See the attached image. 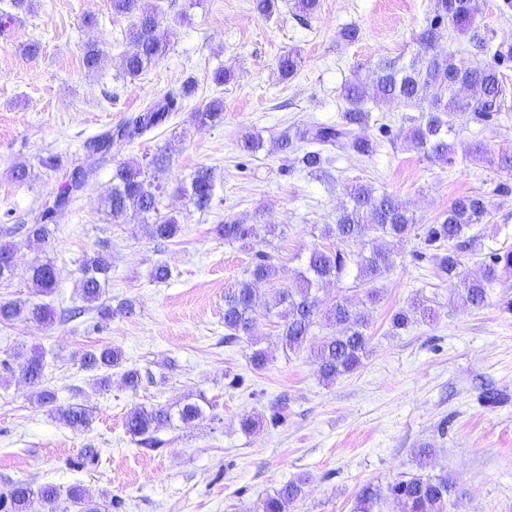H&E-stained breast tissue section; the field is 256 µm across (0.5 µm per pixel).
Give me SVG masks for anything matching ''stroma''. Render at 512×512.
<instances>
[{
  "label": "stroma",
  "mask_w": 512,
  "mask_h": 512,
  "mask_svg": "<svg viewBox=\"0 0 512 512\" xmlns=\"http://www.w3.org/2000/svg\"><path fill=\"white\" fill-rule=\"evenodd\" d=\"M142 3L175 25L177 36L167 55L134 79L122 74L131 20L113 13L110 0H33L10 33L0 35V243L16 246L0 301L32 299L29 268L48 260L59 284L44 303L78 306L81 260L104 251L112 256L106 301L135 304L133 314L106 320L90 310L51 326L0 324V492L16 481L63 489L78 483L92 497L110 495L112 512H252L260 499L302 476L304 493L292 512H353L363 485L384 486L417 471V453L428 448L423 468L447 474L459 494L448 512H512V311L504 306L512 299V273L503 274L485 306L466 307L436 276L430 257L415 259L419 241L391 244L392 268L370 308L369 353L357 371L332 382L320 378L312 358L326 327L290 352L274 318L260 309L252 337L224 341L225 288L259 251L275 268L261 293L288 287L319 244V227L334 223L346 186L356 182L393 195L423 224L435 223L457 196L484 195L488 221L477 228L476 247L463 254L464 276L479 275L486 253L512 247V175L467 160L450 168L426 160L404 139L384 138L381 125L399 128L421 107L371 105L360 133L381 141L378 154L364 161L336 150L327 182L285 154L240 148L249 132L268 142L289 129L336 121L341 88L356 70H371L383 57H417L416 37L432 0H320L307 17L297 16L294 0H278L269 19L252 0ZM91 17L96 26H88ZM347 26L359 30L351 44L340 38ZM90 40L105 54L95 72L82 61ZM31 41L41 44L38 57L22 50ZM291 50L302 67L285 79L279 60ZM218 69L232 71L233 81L215 85ZM502 71V111L492 122L459 126L458 149L481 143L494 154H512V62ZM189 78L196 90L188 110L147 137L114 144L111 160L75 192L48 241L7 234L10 225L33 223L64 170L83 164L86 140ZM215 99L224 104L223 123L197 130L191 110ZM159 150L170 157L164 178L171 187L160 209L182 226L165 243L143 234L140 215L115 222L102 206L116 163ZM48 154L61 158L63 171L41 167ZM17 165L30 170L27 183L11 179ZM201 166L213 168L220 184L206 211L174 191ZM228 216L276 231L246 247L230 244L220 232ZM160 264L171 273L163 283L150 276ZM421 296L433 300L436 319L393 334L390 314ZM105 345L120 349L123 361L112 371L111 390L102 393L80 356ZM256 346L268 353L260 371L248 362ZM34 350L45 355L44 383L58 403L88 406L87 429L72 431L38 407L17 371ZM130 368L146 378L139 388L123 382ZM199 393L209 402L204 418L162 431L159 451L143 453L127 434L135 407H173ZM248 415L262 417L261 427L243 431ZM86 448L98 449L100 461L80 471L75 463Z\"/></svg>",
  "instance_id": "1"
}]
</instances>
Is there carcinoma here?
Wrapping results in <instances>:
<instances>
[{
	"label": "carcinoma",
	"instance_id": "carcinoma-1",
	"mask_svg": "<svg viewBox=\"0 0 512 512\" xmlns=\"http://www.w3.org/2000/svg\"><path fill=\"white\" fill-rule=\"evenodd\" d=\"M112 12L132 19L129 30L131 49L123 55V74L139 77L156 64L169 50L176 36L173 28L163 25L158 13L141 8L140 0H111ZM28 0H9L0 8V33L7 32L15 23L14 10L30 9ZM475 0H433L431 18L417 37L421 63H403L398 58L379 59L372 69V78L360 75L347 81L341 88L343 102L340 120L333 123H315L294 134L282 133L272 142V148L281 153L297 155L302 169L321 171L330 163L332 150L349 148L361 159L372 158L380 142L356 134V129L368 124L370 110L367 104L391 99L404 107L427 103L426 113L419 119H410L405 139L423 157L452 168L457 163L455 142L459 121L482 120L489 122L501 111L504 97V74L499 66L512 61V42L502 39L498 43L486 37L475 25ZM470 33L469 44L482 55H492L495 64L479 61L465 62L454 52L438 50L439 43L451 39V32ZM104 61L103 51L95 42L85 45L83 65L87 71L98 70ZM301 66L299 53L291 51L281 57L279 70L286 78L297 74ZM194 94L190 81L171 89L150 103L134 118L117 129L95 136L86 142V158H105L112 145L119 141L141 138L170 121L183 111ZM197 129L212 128L224 121V107L219 100L191 113ZM471 161L490 164L500 170L512 172V155L494 159L480 143L465 152ZM169 166V158L156 153L142 160L117 165L112 175V190L106 197V213L114 220L128 213L150 216L153 221L142 225L145 235L155 241H170L181 232V224L173 215L160 212L161 199L167 187L159 174ZM95 167L88 164L74 169L70 180L56 192L53 202L45 203L32 224L12 228L28 239L46 241L50 226L56 222L58 209L69 204L71 194L80 187ZM178 191L197 208H211L216 196V176L213 169L201 166L194 171L190 184ZM488 206L485 196L465 194L455 198L439 221L421 224L407 207L395 197L378 192L369 184H355L346 191V200L336 212L335 223L321 228V237L334 241L332 245L315 246L306 258L292 285L280 289L271 299L259 293L258 285L268 282L275 274L270 257L263 251L246 270L244 279L224 289V341L231 343L249 336L254 327V314L262 306L267 313L278 318L279 336L285 348L295 351L302 347L317 326L322 315L332 331L320 338L314 352V363L320 377L334 381L337 377L356 371L368 352L371 336L369 309L364 302L344 296L323 310L318 296L319 286L327 281L353 277L354 281L370 285L367 301L379 300V290L373 284L385 277L391 267L389 253L383 244L401 243L414 238L428 250L434 251L436 275L442 281L459 283L461 299L467 306L483 307L490 291L500 282L502 274L512 270V248L495 250L484 257L480 275L473 279L461 275V257L475 244L478 225L486 223ZM224 241L246 244L259 237L254 224H243L230 217L222 224ZM356 243L361 250L349 249ZM15 255L12 244H0V279L13 274L14 266L7 259ZM112 269L110 255L95 252L85 257L80 267L79 294L85 309L95 310L102 316L112 313L103 301L104 287ZM34 294L48 295L57 283V271L50 261L37 262L30 268L29 278ZM436 316L429 300L416 298L409 308L392 314L391 330L406 329L415 321L431 322ZM36 321L51 324L55 311L46 303L32 301L0 302V323ZM120 351L111 347L84 353L82 364L89 370L108 371L120 366ZM46 364L42 355L33 353L20 365L21 378L32 386H39L37 403L48 409L65 427L80 431L88 427L89 410L80 403L57 404L54 391L43 386ZM197 400L188 401L172 410L165 406H141L126 418L127 433L147 452L163 444L158 433L172 427L174 421L188 423L201 419L205 412ZM305 480L297 478L286 483L273 494L261 499L254 512H291L303 492ZM456 488L446 475L406 474L404 478L381 488L371 484L363 486L356 497L354 512H381L382 504L393 498L401 505V512H448L450 499ZM60 489L46 484L37 489L16 482L5 493H0V512H57ZM66 500L76 512H112V501L107 495L93 501L83 487L73 484L66 490Z\"/></svg>",
	"mask_w": 512,
	"mask_h": 512
}]
</instances>
